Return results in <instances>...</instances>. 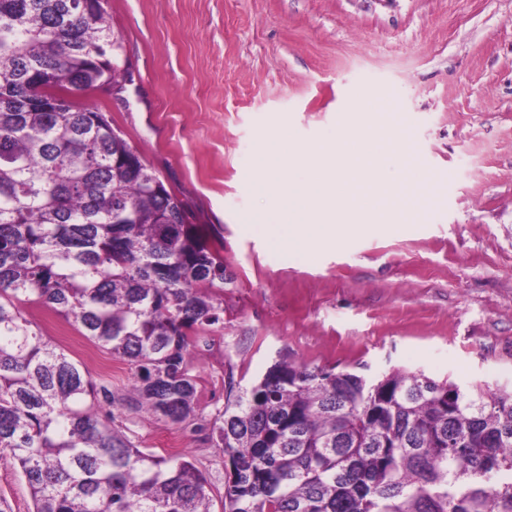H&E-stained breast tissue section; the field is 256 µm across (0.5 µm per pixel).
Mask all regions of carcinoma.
<instances>
[{"label":"carcinoma","mask_w":512,"mask_h":512,"mask_svg":"<svg viewBox=\"0 0 512 512\" xmlns=\"http://www.w3.org/2000/svg\"><path fill=\"white\" fill-rule=\"evenodd\" d=\"M104 2L0 0V448L32 512H213L198 468L112 427V393L16 305L134 367L156 419H194L190 336L224 323V257L105 113L71 99L122 90ZM210 431L224 512H512V391L283 356Z\"/></svg>","instance_id":"1"}]
</instances>
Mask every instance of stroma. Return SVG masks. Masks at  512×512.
Segmentation results:
<instances>
[{"instance_id": "1", "label": "stroma", "mask_w": 512, "mask_h": 512, "mask_svg": "<svg viewBox=\"0 0 512 512\" xmlns=\"http://www.w3.org/2000/svg\"><path fill=\"white\" fill-rule=\"evenodd\" d=\"M131 73L119 95L74 94L107 112L224 258V322L191 348L195 421L159 422L131 402L134 374L69 320L21 310L107 387L115 427L141 450L183 455L224 507L228 459L211 440L229 386L278 355L375 378L390 368L470 392L512 387V0H108ZM385 125L404 184L401 132L436 180L425 220L385 209L313 260L248 230L275 202L257 189L263 141L289 132L322 147L351 104ZM0 499L31 512L29 488L0 453Z\"/></svg>"}]
</instances>
